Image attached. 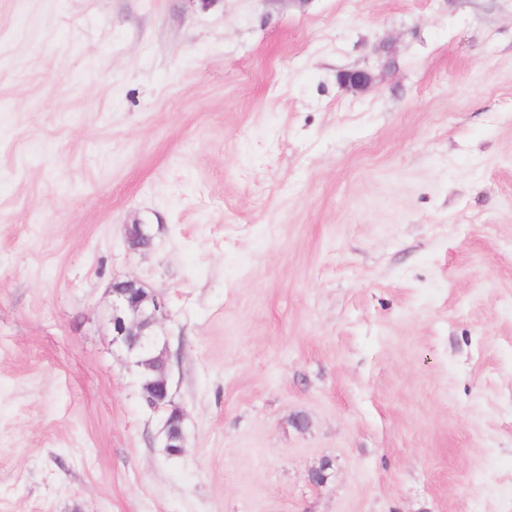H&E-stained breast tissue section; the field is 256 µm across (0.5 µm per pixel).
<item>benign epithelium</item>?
Here are the masks:
<instances>
[{
    "instance_id": "7a95c632",
    "label": "benign epithelium",
    "mask_w": 512,
    "mask_h": 512,
    "mask_svg": "<svg viewBox=\"0 0 512 512\" xmlns=\"http://www.w3.org/2000/svg\"><path fill=\"white\" fill-rule=\"evenodd\" d=\"M126 237L134 248H146L151 236L143 224L126 225ZM166 316V304L156 293L135 280L112 283V336L141 367L144 352L158 350L151 358L154 378L142 385V397L151 411L163 413V448H185L183 411L175 405L170 391V357L167 344L158 332Z\"/></svg>"
}]
</instances>
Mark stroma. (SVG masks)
<instances>
[{"label": "stroma", "mask_w": 512, "mask_h": 512, "mask_svg": "<svg viewBox=\"0 0 512 512\" xmlns=\"http://www.w3.org/2000/svg\"><path fill=\"white\" fill-rule=\"evenodd\" d=\"M0 512H512V0H0ZM112 336L141 368L144 352L158 349L150 359L154 378L142 384V397L151 411L163 413V448H185L183 411L175 405L170 391V357L167 344L158 332L166 316V304L156 293L147 291L135 280L115 281L112 284ZM162 344V347H159Z\"/></svg>", "instance_id": "35a3bbf8"}]
</instances>
